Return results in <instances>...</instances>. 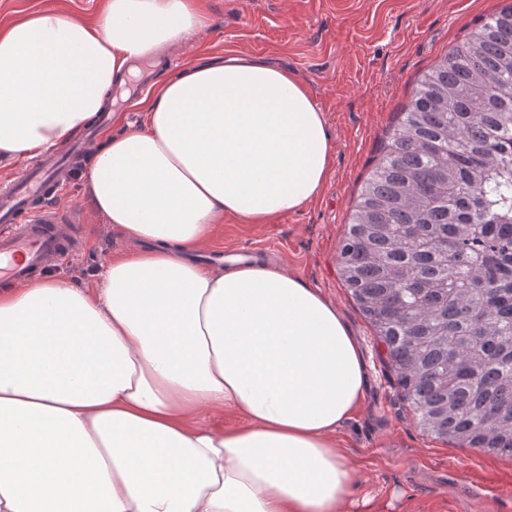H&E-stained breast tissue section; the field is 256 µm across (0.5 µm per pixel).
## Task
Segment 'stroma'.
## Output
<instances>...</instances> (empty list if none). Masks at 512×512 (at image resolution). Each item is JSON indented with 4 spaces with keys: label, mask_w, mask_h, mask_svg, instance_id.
Here are the masks:
<instances>
[{
    "label": "stroma",
    "mask_w": 512,
    "mask_h": 512,
    "mask_svg": "<svg viewBox=\"0 0 512 512\" xmlns=\"http://www.w3.org/2000/svg\"><path fill=\"white\" fill-rule=\"evenodd\" d=\"M512 0H194L209 24L162 50L154 83L188 62L247 53L294 73L324 113L332 138L329 173L304 209L266 224L228 215L212 245L261 246L335 304L357 336L368 385L339 442L354 475L346 512H512V459L423 432L387 364L382 343L340 277L339 245L364 182L418 78L481 21ZM106 0H0V29L53 9L95 21ZM58 207L80 210L86 243L61 273L80 286L126 250L93 209L83 181L67 185Z\"/></svg>",
    "instance_id": "35a3bbf8"
}]
</instances>
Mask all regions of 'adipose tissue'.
I'll return each mask as SVG.
<instances>
[{
    "label": "adipose tissue",
    "mask_w": 512,
    "mask_h": 512,
    "mask_svg": "<svg viewBox=\"0 0 512 512\" xmlns=\"http://www.w3.org/2000/svg\"><path fill=\"white\" fill-rule=\"evenodd\" d=\"M192 0L45 10L0 32V163L63 144L136 61L203 27ZM90 160L94 210L135 248L94 291L0 290V512H342L335 435L367 368L335 305L282 267L203 269L233 215L266 224L319 193L332 140L294 74L247 55L193 63ZM236 413L232 430L206 425Z\"/></svg>",
    "instance_id": "1"
}]
</instances>
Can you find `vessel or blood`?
<instances>
[{"label": "vessel or blood", "mask_w": 512, "mask_h": 512, "mask_svg": "<svg viewBox=\"0 0 512 512\" xmlns=\"http://www.w3.org/2000/svg\"><path fill=\"white\" fill-rule=\"evenodd\" d=\"M87 147L83 141L76 148H64L38 161L22 179L0 188V284L31 282L82 249L80 235L62 228L63 220L80 222V212L62 218L56 201L72 151Z\"/></svg>", "instance_id": "b4317fda"}]
</instances>
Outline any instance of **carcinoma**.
<instances>
[{"instance_id": "1", "label": "carcinoma", "mask_w": 512, "mask_h": 512, "mask_svg": "<svg viewBox=\"0 0 512 512\" xmlns=\"http://www.w3.org/2000/svg\"><path fill=\"white\" fill-rule=\"evenodd\" d=\"M512 4L425 71L339 274L422 429L512 458Z\"/></svg>"}]
</instances>
